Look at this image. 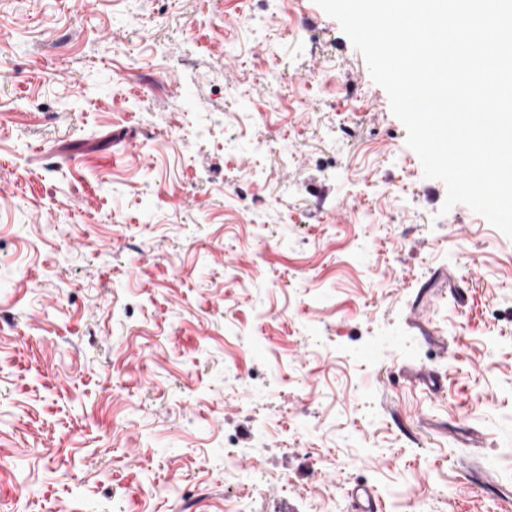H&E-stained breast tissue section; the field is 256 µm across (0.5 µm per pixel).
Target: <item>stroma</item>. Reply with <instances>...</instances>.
Returning a JSON list of instances; mask_svg holds the SVG:
<instances>
[{
	"label": "stroma",
	"mask_w": 512,
	"mask_h": 512,
	"mask_svg": "<svg viewBox=\"0 0 512 512\" xmlns=\"http://www.w3.org/2000/svg\"><path fill=\"white\" fill-rule=\"evenodd\" d=\"M445 197L315 0H0V512H505L512 239Z\"/></svg>",
	"instance_id": "35a3bbf8"
}]
</instances>
